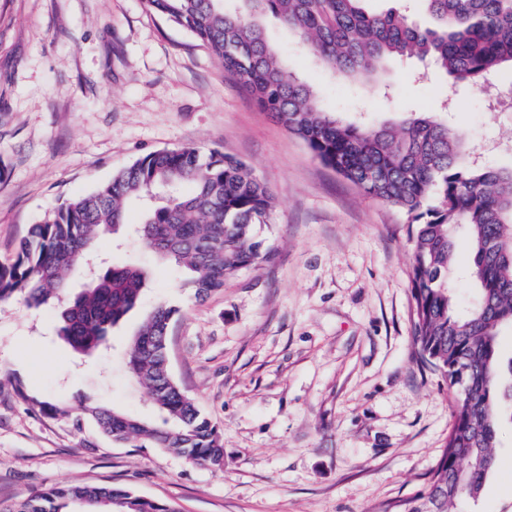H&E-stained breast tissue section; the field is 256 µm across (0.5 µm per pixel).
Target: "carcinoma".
Wrapping results in <instances>:
<instances>
[{
	"mask_svg": "<svg viewBox=\"0 0 512 512\" xmlns=\"http://www.w3.org/2000/svg\"><path fill=\"white\" fill-rule=\"evenodd\" d=\"M149 9L191 33L264 112L325 166L364 196L406 217L413 245L412 339L420 362L440 376L453 399L452 420L425 491L383 512H462L494 470L499 424L512 418V366L503 367L498 336L512 328V167L472 155L460 130L440 112L406 113L397 122L367 124L322 109L314 88L288 71L267 37L275 23L332 77L386 87L387 66L431 62L461 86L494 82L512 65V0H416L431 19L422 27L406 6L370 13L365 0H146ZM137 203L139 246L185 273L203 300L236 272L268 262L274 249L260 232L270 223L274 192L242 161L195 147L154 151L114 173L88 194L70 198L33 225L14 259L0 264V303L19 296L35 306L60 302L64 274L94 256L95 241L126 226ZM470 247L467 275L477 296L458 309L448 286L457 235ZM147 271L136 262L112 265L61 307L60 335L90 353L109 328L140 302ZM179 309L156 304L128 339L129 371L163 415L164 427L91 402L78 405L107 439L151 445L200 465L224 464L216 425L176 382L166 327ZM16 398L49 418L67 404L41 403L21 382ZM105 503L106 512H180L171 502L108 485H57L0 512H69L77 503Z\"/></svg>",
	"mask_w": 512,
	"mask_h": 512,
	"instance_id": "cac0c4a2",
	"label": "carcinoma"
}]
</instances>
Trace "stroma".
<instances>
[{
  "mask_svg": "<svg viewBox=\"0 0 512 512\" xmlns=\"http://www.w3.org/2000/svg\"><path fill=\"white\" fill-rule=\"evenodd\" d=\"M291 71L328 111L379 95L326 77L270 26ZM400 111L449 103L482 160L512 165V107L488 108L475 88L438 72L414 84L388 70ZM180 146L245 162L275 192L271 261L196 300L181 272L136 242L101 255L150 272L140 305L91 357L57 334L59 312L0 304V502L57 484L128 487L182 512H380L425 490L453 400L422 369L412 341V242L403 214L365 197L314 158L229 79L197 40L144 0H0V262L52 206L88 193L145 155ZM181 314L170 342L174 378L217 424L219 467L159 448L113 444L90 424L20 403V377L40 400L88 401L159 422L125 370L126 338L157 303ZM497 469L469 512H512V424Z\"/></svg>",
  "mask_w": 512,
  "mask_h": 512,
  "instance_id": "stroma-1",
  "label": "stroma"
}]
</instances>
